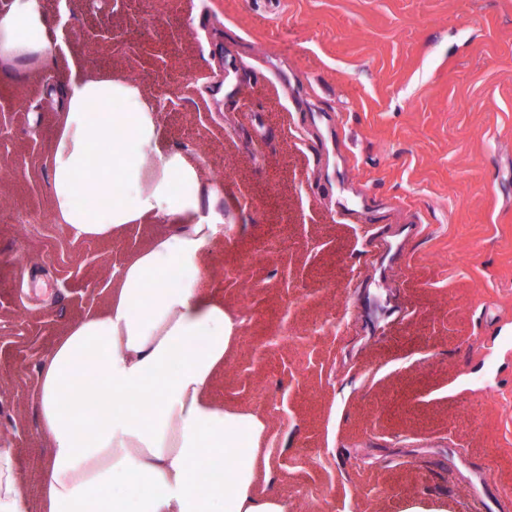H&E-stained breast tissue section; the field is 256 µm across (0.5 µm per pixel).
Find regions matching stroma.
I'll list each match as a JSON object with an SVG mask.
<instances>
[{
  "label": "stroma",
  "instance_id": "35a3bbf8",
  "mask_svg": "<svg viewBox=\"0 0 512 512\" xmlns=\"http://www.w3.org/2000/svg\"><path fill=\"white\" fill-rule=\"evenodd\" d=\"M0 63V448L42 512L41 359L166 218L74 241L52 92L139 87L221 216L203 287L241 323L211 395L268 427L288 512H469L512 484V0H46ZM219 197H211L212 186ZM43 0H10L0 12V58L16 66H49L56 45L48 37Z\"/></svg>",
  "mask_w": 512,
  "mask_h": 512
}]
</instances>
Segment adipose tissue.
Wrapping results in <instances>:
<instances>
[{
	"label": "adipose tissue",
	"mask_w": 512,
	"mask_h": 512,
	"mask_svg": "<svg viewBox=\"0 0 512 512\" xmlns=\"http://www.w3.org/2000/svg\"><path fill=\"white\" fill-rule=\"evenodd\" d=\"M44 0L0 11V59L50 65ZM51 203L75 240L104 241L157 217L182 223L130 255L105 307L87 310L45 356L38 379L47 442L44 512H288L260 487L267 425L211 396L239 321L201 287L219 217L203 220L197 164L159 147L155 112L123 80L72 70L58 94ZM107 148L108 167L92 156ZM93 390L96 408L85 407ZM112 489L102 498L101 487ZM0 512H25L13 449L0 448Z\"/></svg>",
	"instance_id": "ef3b65f1"
}]
</instances>
